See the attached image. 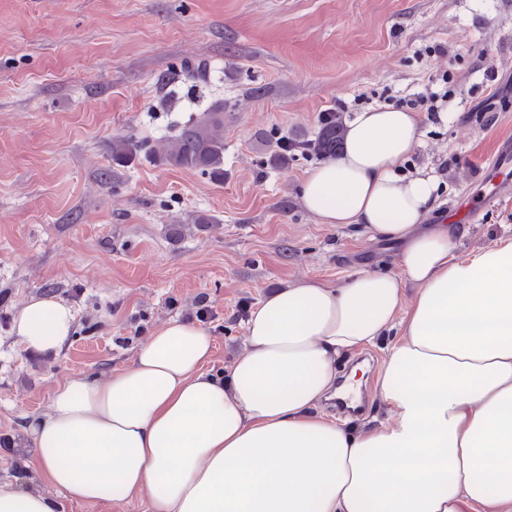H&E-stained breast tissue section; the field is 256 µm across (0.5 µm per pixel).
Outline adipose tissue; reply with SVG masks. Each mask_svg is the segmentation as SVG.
<instances>
[{"instance_id": "ef3b65f1", "label": "adipose tissue", "mask_w": 512, "mask_h": 512, "mask_svg": "<svg viewBox=\"0 0 512 512\" xmlns=\"http://www.w3.org/2000/svg\"><path fill=\"white\" fill-rule=\"evenodd\" d=\"M421 136L418 113H357L342 155L299 184L320 223L401 243L399 273L302 279L264 296L226 375L209 369V332L171 320L107 381L54 390L25 433L61 498L141 499L147 512H512V241L461 258L455 226H424L438 183L401 171ZM74 322L64 301L34 297L13 331L52 353ZM378 344L390 421L327 418L341 359ZM56 508L0 482V512Z\"/></svg>"}]
</instances>
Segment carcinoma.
Segmentation results:
<instances>
[{
	"label": "carcinoma",
	"instance_id": "cac0c4a2",
	"mask_svg": "<svg viewBox=\"0 0 512 512\" xmlns=\"http://www.w3.org/2000/svg\"><path fill=\"white\" fill-rule=\"evenodd\" d=\"M343 142L342 122L333 120L320 125L312 146L319 155L331 157L341 151ZM156 155L165 165L224 179V102H215L201 117L183 125L177 135L164 141Z\"/></svg>",
	"mask_w": 512,
	"mask_h": 512
}]
</instances>
